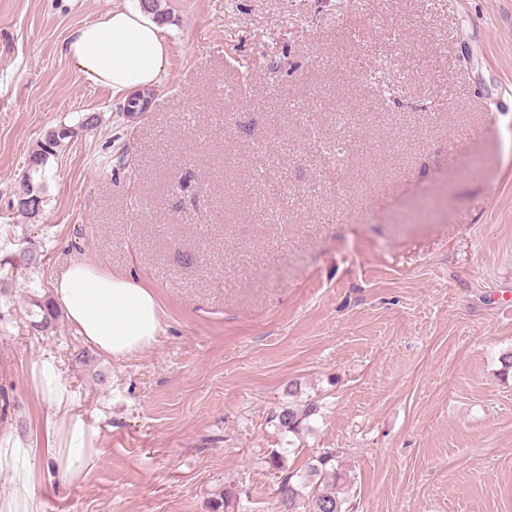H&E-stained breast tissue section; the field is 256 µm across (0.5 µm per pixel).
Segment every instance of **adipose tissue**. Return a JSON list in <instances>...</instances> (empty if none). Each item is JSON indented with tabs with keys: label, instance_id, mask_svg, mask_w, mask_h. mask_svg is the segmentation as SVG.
Masks as SVG:
<instances>
[{
	"label": "adipose tissue",
	"instance_id": "obj_1",
	"mask_svg": "<svg viewBox=\"0 0 512 512\" xmlns=\"http://www.w3.org/2000/svg\"><path fill=\"white\" fill-rule=\"evenodd\" d=\"M65 54L81 78L116 95L161 83L169 62L168 43L155 17L124 6L108 7L96 20L72 31ZM52 288L56 303L80 335L109 356L142 351L161 333L158 298L135 278L113 275L82 260L57 275ZM29 382L51 407L43 426V471L48 479L75 482L101 454L98 432L75 412L73 394L54 357L33 363Z\"/></svg>",
	"mask_w": 512,
	"mask_h": 512
}]
</instances>
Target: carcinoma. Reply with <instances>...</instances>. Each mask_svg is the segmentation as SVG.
<instances>
[{
	"label": "carcinoma",
	"instance_id": "1",
	"mask_svg": "<svg viewBox=\"0 0 512 512\" xmlns=\"http://www.w3.org/2000/svg\"><path fill=\"white\" fill-rule=\"evenodd\" d=\"M72 133L70 127L59 126L46 133L28 156L25 171L14 191L12 206L32 223L37 221L38 215L20 207L19 196L23 193L36 199L39 204H44L46 165L50 158L57 156L63 141L71 137ZM28 316L35 331L44 333L54 328L60 314L50 298L34 297L30 302ZM319 411L320 405L315 400H307L295 406L288 404L272 415V421L281 430L297 436L307 428L310 419ZM338 458L335 450L325 448L312 457V463L305 471H294L283 478L278 485V498L283 512H345L344 500L336 496V492L326 488L328 484L336 486L343 479L338 469ZM234 501V493L220 486L211 493L207 501L208 512H226Z\"/></svg>",
	"mask_w": 512,
	"mask_h": 512
}]
</instances>
